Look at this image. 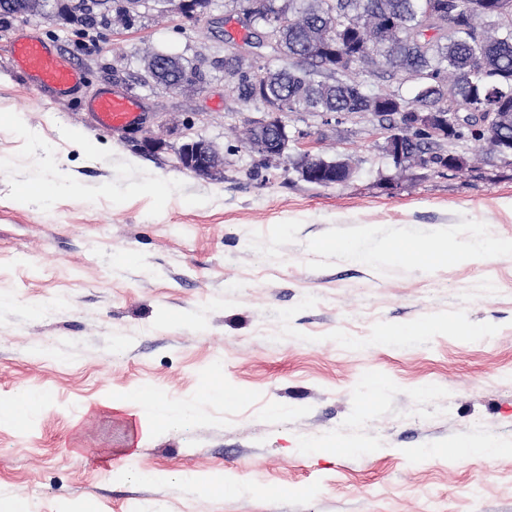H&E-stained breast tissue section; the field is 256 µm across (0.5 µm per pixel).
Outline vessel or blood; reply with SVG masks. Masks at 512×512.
Masks as SVG:
<instances>
[{"label":"vessel or blood","mask_w":512,"mask_h":512,"mask_svg":"<svg viewBox=\"0 0 512 512\" xmlns=\"http://www.w3.org/2000/svg\"><path fill=\"white\" fill-rule=\"evenodd\" d=\"M12 59L28 81L59 98L73 97L85 78L83 71L67 62L56 47L36 36H19L13 46ZM86 109L97 125L112 129L132 123L140 105L129 94L106 88L87 102Z\"/></svg>","instance_id":"b4317fda"}]
</instances>
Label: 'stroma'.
<instances>
[{"mask_svg": "<svg viewBox=\"0 0 512 512\" xmlns=\"http://www.w3.org/2000/svg\"><path fill=\"white\" fill-rule=\"evenodd\" d=\"M77 2L0 15V403L46 397L26 426L0 422V500L27 497L34 512H512V456H416L461 441L512 449V252L425 267L334 247L512 240V161L468 141L454 147L463 171L400 173L371 114L327 125L288 112L291 156L348 154L356 172L316 185L289 164L262 169L235 136L255 106L224 73L249 36L236 0L198 20L141 0L106 31L64 24ZM22 34L84 72L77 97L55 100L16 70ZM147 49L181 56L202 82L154 86ZM108 85L139 101L159 148L92 122L85 104ZM191 137L223 153V177L179 167ZM211 383L237 400L207 399ZM146 385L194 419L144 433L112 409ZM309 444L316 454H302ZM152 469L199 483L134 480ZM219 478L233 490H204Z\"/></svg>", "mask_w": 512, "mask_h": 512, "instance_id": "obj_1", "label": "stroma"}]
</instances>
